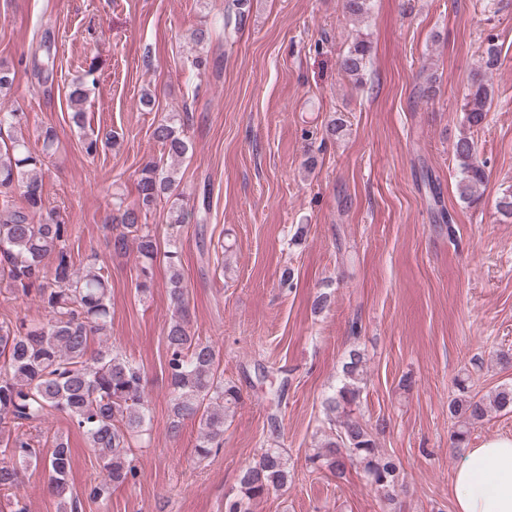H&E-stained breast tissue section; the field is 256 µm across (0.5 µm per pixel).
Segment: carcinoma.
Segmentation results:
<instances>
[{"label": "carcinoma", "instance_id": "obj_1", "mask_svg": "<svg viewBox=\"0 0 512 512\" xmlns=\"http://www.w3.org/2000/svg\"><path fill=\"white\" fill-rule=\"evenodd\" d=\"M370 0H343L345 14L359 18L369 9ZM246 0H231L224 14V26L240 29ZM212 31L206 26L192 30L190 40L199 49L195 64H208L204 55ZM371 46L359 37L339 59L340 71L356 84L362 83ZM42 52L44 64L33 69L43 81L53 69L51 45L39 42L34 52ZM19 67L0 62V126L15 129L22 124V113L3 111L16 86ZM96 82L88 70L72 85L68 100L71 119L82 129L86 122L87 82ZM493 101L489 72L474 71L463 112L469 126L485 120ZM184 117L172 112L152 132L166 161L149 162L139 173L137 199L132 203L118 197L104 223L115 230L112 250L116 254L136 249L138 276L136 289L142 294L153 288L152 269L163 254L169 272V296L175 315L166 331L165 373L170 393V433L178 435L187 421L199 423L195 452L205 459L224 446V419L241 400L237 385L224 380L219 371L220 354L214 343L192 331L187 289L182 275L181 252L177 240H169V250L160 252L159 240L142 216L165 199L169 226L185 223L187 210L179 186V161L190 149L183 126ZM115 139L112 133L84 134L80 144L89 157ZM38 151L29 148L24 136L11 138L0 148V284L16 298L38 299L46 318L33 321L18 317L0 323V492L16 487L32 466H42L49 490L59 497L67 512H78V498L69 495L68 478L72 469L69 440L54 436L52 451L43 455L41 425L52 413L69 419L94 449L106 478L90 486L86 494L105 500L113 486L135 480L137 468L130 453L131 440L147 434L148 398L144 373L119 349L108 342L112 324L111 273L107 266L90 258L85 265H74L71 233L60 215L46 206L44 196L45 160L56 150L57 135L51 128L41 134ZM452 152L459 164V197L477 203V187L489 178L485 164L477 157L469 137L458 138ZM52 260V267L46 260ZM99 339V348L90 344ZM363 355L351 350L342 364V382L324 400L331 434L308 457L316 468H326L340 478L350 465H356L366 483L384 503L395 499L405 475L392 456L377 448L373 429L354 416L366 385ZM512 409V386L502 385L487 396L454 398L449 414L457 419L454 447L468 440L470 428L495 410ZM288 483V459L279 448H263L254 463L243 470L239 490L224 502V512H249L247 505Z\"/></svg>", "mask_w": 512, "mask_h": 512}]
</instances>
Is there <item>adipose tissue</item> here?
<instances>
[{"label":"adipose tissue","instance_id":"adipose-tissue-1","mask_svg":"<svg viewBox=\"0 0 512 512\" xmlns=\"http://www.w3.org/2000/svg\"><path fill=\"white\" fill-rule=\"evenodd\" d=\"M452 494L456 512H512V438L491 437L470 449Z\"/></svg>","mask_w":512,"mask_h":512}]
</instances>
